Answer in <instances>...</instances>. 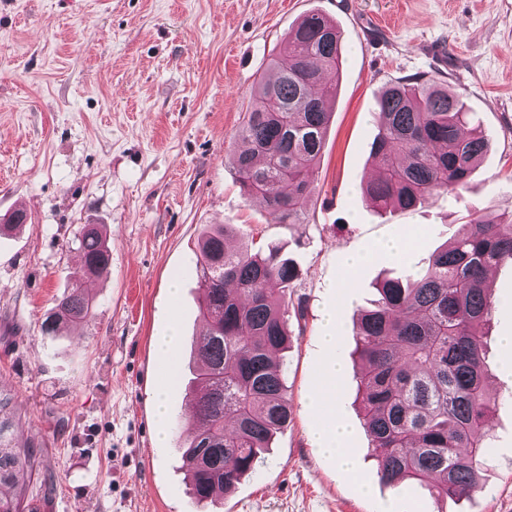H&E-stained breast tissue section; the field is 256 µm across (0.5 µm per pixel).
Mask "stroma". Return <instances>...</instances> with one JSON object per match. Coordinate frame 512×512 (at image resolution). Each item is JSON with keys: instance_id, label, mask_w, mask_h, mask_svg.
Segmentation results:
<instances>
[{"instance_id": "obj_1", "label": "stroma", "mask_w": 512, "mask_h": 512, "mask_svg": "<svg viewBox=\"0 0 512 512\" xmlns=\"http://www.w3.org/2000/svg\"><path fill=\"white\" fill-rule=\"evenodd\" d=\"M312 11L339 26L343 64L306 220L280 224L242 195L230 157L273 48ZM415 76L460 94L490 149L467 189L380 215L360 190L375 173L374 101L390 81ZM21 205L28 224L0 235V382L53 487L44 496L21 475L36 512H512V381L489 382L499 405L483 492L437 502L418 484L380 482L353 338L378 280L427 266L470 211L512 209V0H0V216ZM86 224L102 225L111 252L108 275L85 282L94 316L44 334L42 320L81 266L75 239ZM214 224L227 226L230 248L270 243L296 263L293 296L305 317L289 319L283 353L288 426L252 475L198 505L176 424L202 327L195 248ZM406 231L414 249L379 252ZM365 253L372 261L346 276V258ZM492 286L486 361L495 370L512 335V266L495 271ZM330 307L346 366L335 397L350 474L310 440L323 424L307 397L330 358L320 345ZM173 319L181 376L161 422L153 343Z\"/></svg>"}]
</instances>
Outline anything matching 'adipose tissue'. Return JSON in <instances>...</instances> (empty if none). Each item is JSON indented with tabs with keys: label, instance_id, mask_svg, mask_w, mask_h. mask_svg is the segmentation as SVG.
Listing matches in <instances>:
<instances>
[{
	"label": "adipose tissue",
	"instance_id": "obj_1",
	"mask_svg": "<svg viewBox=\"0 0 512 512\" xmlns=\"http://www.w3.org/2000/svg\"><path fill=\"white\" fill-rule=\"evenodd\" d=\"M340 373L341 370L337 367L326 371L321 377L319 388L309 396L308 402L311 409L321 411L329 422L328 428H320L313 432L314 447L322 454L337 458L342 469L346 470L350 467V454L342 446L346 429L341 421L334 395L336 379Z\"/></svg>",
	"mask_w": 512,
	"mask_h": 512
}]
</instances>
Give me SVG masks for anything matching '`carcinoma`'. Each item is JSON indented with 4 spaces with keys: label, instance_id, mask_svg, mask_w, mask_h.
<instances>
[{
    "label": "carcinoma",
    "instance_id": "carcinoma-1",
    "mask_svg": "<svg viewBox=\"0 0 512 512\" xmlns=\"http://www.w3.org/2000/svg\"><path fill=\"white\" fill-rule=\"evenodd\" d=\"M281 55L288 65H279ZM342 55L336 23L309 13L255 84L256 105L231 161L243 195L263 199L278 223L303 222ZM374 112L377 173L364 189L374 207L410 209L468 188L490 138L479 126L466 128L465 104L447 85L400 78L377 96ZM226 238L225 226L214 227L195 252L205 326L194 344V401L178 427L190 438L179 450L198 502L253 473L291 418L277 354L288 348V296L297 270L275 246L231 250ZM77 242L81 276L42 321L48 334L92 316L84 280L109 271L100 225H83ZM504 264L512 265V213L489 219L475 210L426 269L380 281L377 299L358 317L359 399L381 483L416 482L437 500L482 491L497 407L488 392L482 332L495 311L486 278ZM12 400L0 385V488L8 489L24 471L39 474L41 465V450L17 439ZM0 512H26L24 499L0 493Z\"/></svg>",
    "mask_w": 512,
    "mask_h": 512
}]
</instances>
